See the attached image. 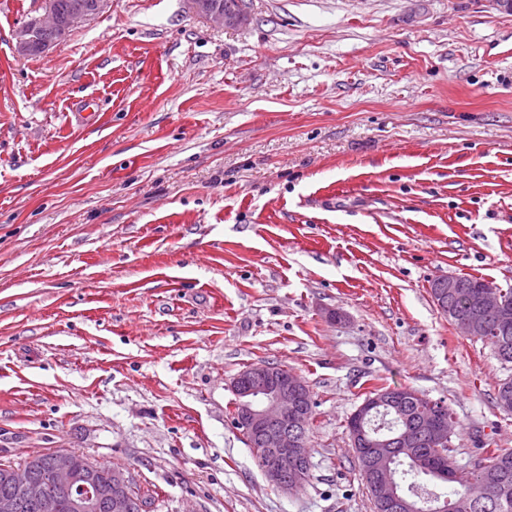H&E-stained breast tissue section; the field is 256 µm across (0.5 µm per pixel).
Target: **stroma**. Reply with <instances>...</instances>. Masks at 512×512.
Here are the masks:
<instances>
[{
    "instance_id": "obj_1",
    "label": "stroma",
    "mask_w": 512,
    "mask_h": 512,
    "mask_svg": "<svg viewBox=\"0 0 512 512\" xmlns=\"http://www.w3.org/2000/svg\"><path fill=\"white\" fill-rule=\"evenodd\" d=\"M47 4L0 0V461L76 452L154 512H373L346 421L381 385L452 408L459 464L512 450V370L430 294L512 288V13L112 0L19 54ZM263 362L315 403L293 492L233 424ZM187 0L190 8L197 14L218 26L231 27L242 24L246 20V15L238 0ZM222 3V4H218Z\"/></svg>"
}]
</instances>
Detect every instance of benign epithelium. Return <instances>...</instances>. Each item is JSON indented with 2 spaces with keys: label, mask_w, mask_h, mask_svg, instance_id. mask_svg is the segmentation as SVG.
Listing matches in <instances>:
<instances>
[{
  "label": "benign epithelium",
  "mask_w": 512,
  "mask_h": 512,
  "mask_svg": "<svg viewBox=\"0 0 512 512\" xmlns=\"http://www.w3.org/2000/svg\"><path fill=\"white\" fill-rule=\"evenodd\" d=\"M110 0H74L68 20L61 24L53 11L35 18L16 33L18 53H41L59 46L53 40H40L44 30H60L64 36L69 29L98 15ZM197 14L218 26L231 27L243 23L246 15L239 0L226 4L211 0H187ZM438 293V308L444 309L447 296L461 287L457 276H440L434 280ZM481 304L468 309L454 320V326L465 336L482 331L488 321L507 333L512 330V301L497 290L498 284L485 281ZM236 396L235 416L250 436L253 448L264 449L257 460L268 482L281 490H294L309 474L311 449L301 428L308 416V386L294 373L276 365H260L241 371L232 381ZM429 434L446 444L450 439L443 412L433 405L420 410L412 429L398 437L412 452L416 437ZM44 454L28 457L18 467L4 468V479L15 484L12 494L0 495V512H24L33 505L38 512H55L58 493H69L70 512H98L106 503L108 512H141L144 506L132 494V481L122 469L111 467L105 479H96L95 463L81 454L64 452L46 473L37 470ZM379 497L386 501L395 493L391 470H385L376 480Z\"/></svg>",
  "instance_id": "1"
}]
</instances>
